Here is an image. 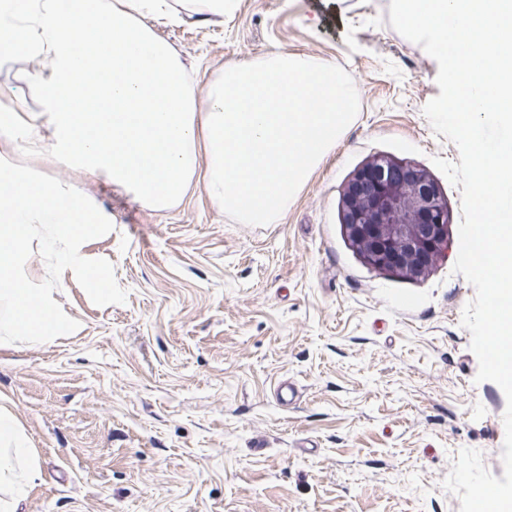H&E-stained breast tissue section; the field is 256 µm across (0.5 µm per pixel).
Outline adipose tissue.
<instances>
[{
	"mask_svg": "<svg viewBox=\"0 0 512 512\" xmlns=\"http://www.w3.org/2000/svg\"><path fill=\"white\" fill-rule=\"evenodd\" d=\"M237 0H0V64L26 65L38 109L14 95L6 150L79 169L155 210L195 177L240 224H278L350 124L335 61L279 51L229 59L199 84L157 26L223 22ZM38 478L33 441L0 404V512Z\"/></svg>",
	"mask_w": 512,
	"mask_h": 512,
	"instance_id": "1",
	"label": "adipose tissue"
}]
</instances>
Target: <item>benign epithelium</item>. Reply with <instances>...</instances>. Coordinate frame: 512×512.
<instances>
[{"label":"benign epithelium","instance_id":"benign-epithelium-1","mask_svg":"<svg viewBox=\"0 0 512 512\" xmlns=\"http://www.w3.org/2000/svg\"><path fill=\"white\" fill-rule=\"evenodd\" d=\"M342 222L372 267L419 278L448 247V206L426 170L374 159L341 196Z\"/></svg>","mask_w":512,"mask_h":512}]
</instances>
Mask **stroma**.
<instances>
[{
	"mask_svg": "<svg viewBox=\"0 0 512 512\" xmlns=\"http://www.w3.org/2000/svg\"><path fill=\"white\" fill-rule=\"evenodd\" d=\"M389 5L239 0L223 23L159 30L202 82L282 50L340 64L353 120L282 223H236L199 181L153 212L31 160L117 215L86 253L127 299L95 305L68 278L59 303L82 331L0 346V395L40 469L19 512H460L442 482L461 449L502 477L506 398L475 380L461 317L476 291L453 271L462 194L432 162L459 150L423 114L438 64ZM376 157L425 169L447 201L448 248L420 278L373 268L346 237L342 189Z\"/></svg>",
	"mask_w": 512,
	"mask_h": 512,
	"instance_id": "stroma-1",
	"label": "stroma"
}]
</instances>
